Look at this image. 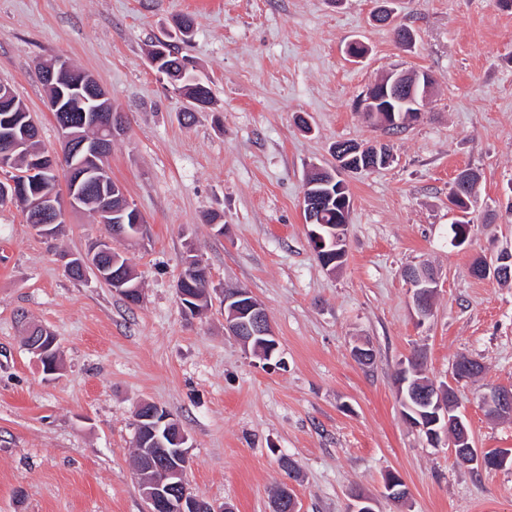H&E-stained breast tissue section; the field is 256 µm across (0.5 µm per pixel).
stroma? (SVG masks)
Masks as SVG:
<instances>
[{
	"instance_id": "stroma-1",
	"label": "stroma",
	"mask_w": 512,
	"mask_h": 512,
	"mask_svg": "<svg viewBox=\"0 0 512 512\" xmlns=\"http://www.w3.org/2000/svg\"><path fill=\"white\" fill-rule=\"evenodd\" d=\"M380 0H0V82L38 116L42 149L60 148L40 61L89 72L126 117L109 157L113 181L143 215L146 236L113 241L142 281L139 304L96 279H70L63 253L105 236L84 211L43 238L14 202H0V512H145L136 475L134 410L143 401L188 429L190 488L234 512H271L289 485L299 512H512V467L482 470L433 447L401 414L397 374L414 352L426 376L454 387L475 448L512 449V419L482 396L512 387V283L471 275L512 250V10L493 0H394L406 48L373 21ZM192 15L181 52L213 104L184 125L185 105L146 59L152 41ZM358 40L361 62L344 49ZM436 83L421 118L382 133L356 100L392 71ZM384 142L382 168L342 172L352 209L336 271L315 256L302 199L311 165L336 143ZM474 170L479 192L463 245L448 191ZM223 224L216 233L215 224ZM215 286L249 289L280 340L267 367L224 326L212 294L186 317L176 282L187 245ZM439 280L419 320L405 278ZM56 338L46 374L23 345L28 326ZM373 350L358 363L355 344ZM482 374L457 382V359ZM292 459L287 474L282 458ZM399 474L406 503L384 493Z\"/></svg>"
}]
</instances>
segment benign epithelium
<instances>
[{"label":"benign epithelium","mask_w":512,"mask_h":512,"mask_svg":"<svg viewBox=\"0 0 512 512\" xmlns=\"http://www.w3.org/2000/svg\"><path fill=\"white\" fill-rule=\"evenodd\" d=\"M41 77L52 89L48 106L61 112L69 109L65 104L66 98L74 95L82 112L81 121L74 124L62 121L59 124L61 148L58 152L43 155L39 163L56 168L61 160L69 161L67 172L71 192L66 202L58 204L51 196H41L37 193L15 194L13 201L18 203L30 215L33 230L44 237L56 236L61 225L58 224L59 208H79L80 199L94 188L98 175L108 174L106 160L112 146V140L125 132V119L121 112L116 111L107 92L96 83L87 73H82L77 80H66L71 74V65L62 58L39 63ZM435 78L426 71L419 72H391L378 81L381 86L380 97L366 92L358 102V108L373 121L379 128H389V120L394 118V110L387 112L378 107L380 98L393 99L408 109V113L400 120V124H409L419 120L422 116V102L428 96ZM0 142L4 143L5 150L0 151V157H13L20 148L21 141L9 129L0 132ZM390 156L383 153V149L375 146H360L347 153L336 151L337 167L354 172L368 170L371 162L382 160L389 162ZM336 192L342 209L336 212V221L339 225L335 229L333 244H345V230L348 227V217L351 209V199L345 194V183H337ZM319 205L310 194L303 195V212L306 213L305 223L311 226L309 238L316 256L326 266H331L337 259H330L322 254L326 248L325 236L320 232L322 225L316 222V211ZM126 210L116 211L112 208V199L107 198L99 202L95 211L98 223L110 227L113 238L143 237L146 224L142 215L132 218L127 224L122 218ZM511 250H504L472 270L475 276L493 275L495 278L511 277L512 270L500 267V264L509 262L507 256ZM107 247L101 241H95L88 252L71 255L66 258L65 271L76 270L81 278L93 274L99 281L112 284V289L127 296L131 301L142 297L141 285H129L132 278L127 266L120 265L121 259L108 258ZM411 286L414 307L419 320L423 321L431 315L433 300L439 291L437 277L424 267L416 268L407 274ZM212 280L204 283L203 291L215 292L222 296L224 303V322L226 330L245 345L252 346L253 353L264 361L272 358V352H266L258 344L251 345L256 339H270L272 348H279V341L271 326L269 318L252 293L245 288H211ZM56 340L49 335L44 327L31 329L26 337L25 346L38 361L45 362V371L53 374L58 370V364L50 362ZM421 373V364L418 359L409 358V364L402 366L399 375V388L409 386L425 402L431 404L432 413L427 423L417 422L411 418L406 421L421 429L427 434L430 443L439 447L441 445L452 448L455 456L463 463L475 464L480 469L495 470L506 465L512 459V452L501 453L494 457L486 455L474 448L467 426L456 414L457 403L453 390L445 385L436 386L426 381L415 379ZM484 403L488 412L495 417L512 416V389L495 388L484 396ZM137 423L135 446L139 455L136 471L139 479V489L146 504V512H231L227 506L215 507L199 495L195 494L188 485L187 470L190 462L189 433L183 424L163 407L144 402L135 410ZM388 497L400 503L408 498L409 492L405 482L395 474H391L385 481ZM297 512V502L290 489L282 487L280 494L272 501V512H281L283 509Z\"/></svg>","instance_id":"benign-epithelium-1"}]
</instances>
